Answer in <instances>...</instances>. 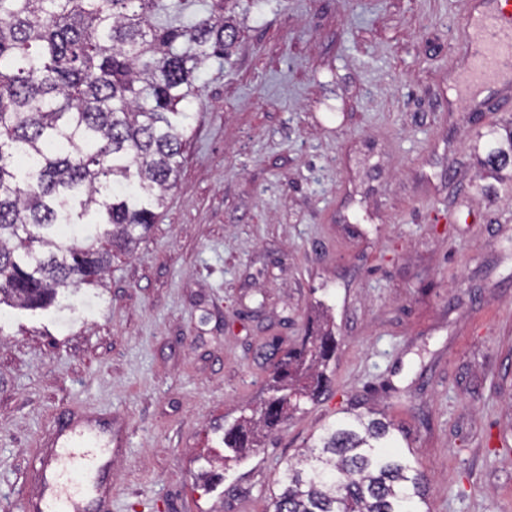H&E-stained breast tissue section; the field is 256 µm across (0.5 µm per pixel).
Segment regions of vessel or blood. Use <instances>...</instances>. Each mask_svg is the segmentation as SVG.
<instances>
[{
    "mask_svg": "<svg viewBox=\"0 0 512 512\" xmlns=\"http://www.w3.org/2000/svg\"><path fill=\"white\" fill-rule=\"evenodd\" d=\"M466 15L457 40L468 56L467 68L456 80L459 97H469L477 87L491 88L488 107L512 99V17L499 0H467ZM101 420L63 419L57 426L50 467L42 472L40 495L29 512H103L109 494L107 469L100 457L112 443Z\"/></svg>",
    "mask_w": 512,
    "mask_h": 512,
    "instance_id": "1",
    "label": "vessel or blood"
}]
</instances>
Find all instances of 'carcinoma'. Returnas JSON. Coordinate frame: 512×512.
Wrapping results in <instances>:
<instances>
[{"label":"carcinoma","mask_w":512,"mask_h":512,"mask_svg":"<svg viewBox=\"0 0 512 512\" xmlns=\"http://www.w3.org/2000/svg\"><path fill=\"white\" fill-rule=\"evenodd\" d=\"M231 0H0V304L44 308L99 282L175 187L199 70L229 58ZM484 165H512L508 148ZM330 329L309 326L268 396L224 428L240 458L326 391ZM393 423L358 414L288 462L265 512H424L427 477Z\"/></svg>","instance_id":"carcinoma-1"}]
</instances>
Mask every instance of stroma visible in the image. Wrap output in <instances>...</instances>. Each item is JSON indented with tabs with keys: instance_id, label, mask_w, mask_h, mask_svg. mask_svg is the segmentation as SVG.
<instances>
[{
	"instance_id": "35a3bbf8",
	"label": "stroma",
	"mask_w": 512,
	"mask_h": 512,
	"mask_svg": "<svg viewBox=\"0 0 512 512\" xmlns=\"http://www.w3.org/2000/svg\"><path fill=\"white\" fill-rule=\"evenodd\" d=\"M461 0H239L202 67L176 186L66 307L0 305V512L57 420L112 424L111 512H264L287 462L374 410L429 512H512V107L450 99ZM330 385L218 487L200 456L267 396L317 301Z\"/></svg>"
}]
</instances>
